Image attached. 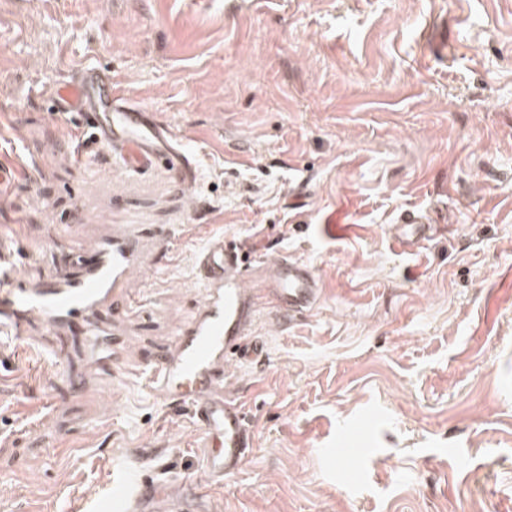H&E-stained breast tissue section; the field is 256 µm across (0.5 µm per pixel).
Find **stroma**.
<instances>
[{
    "label": "stroma",
    "instance_id": "stroma-1",
    "mask_svg": "<svg viewBox=\"0 0 512 512\" xmlns=\"http://www.w3.org/2000/svg\"><path fill=\"white\" fill-rule=\"evenodd\" d=\"M88 64L170 125L195 185L78 160L51 88ZM0 253L36 282L116 224H186L104 310L111 380L82 393L41 325L0 334V512H96L120 473L211 512H512V0H0ZM413 210L442 232L399 247ZM336 224H329V217ZM222 234L306 260L323 295L229 387L257 446L220 481L202 432L121 370L168 350ZM363 481L333 449L344 427Z\"/></svg>",
    "mask_w": 512,
    "mask_h": 512
}]
</instances>
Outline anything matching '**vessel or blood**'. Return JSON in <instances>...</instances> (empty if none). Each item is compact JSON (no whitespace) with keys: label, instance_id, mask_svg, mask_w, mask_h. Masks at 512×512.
I'll return each mask as SVG.
<instances>
[{"label":"vessel or blood","instance_id":"b4317fda","mask_svg":"<svg viewBox=\"0 0 512 512\" xmlns=\"http://www.w3.org/2000/svg\"><path fill=\"white\" fill-rule=\"evenodd\" d=\"M50 101L89 144L87 160H94L95 148H105L123 168L162 165L183 183H193L194 160L180 149L174 131L118 91L111 71L81 67L55 87ZM436 231V225L424 224L420 214L411 212L402 218L397 243L404 246ZM172 241L171 232L147 235L137 225L121 224L108 237L69 252L65 268L52 280L30 283L0 273V331L25 337L33 319H41L61 358L63 336L82 323L85 341L98 356L88 376H68L69 387L76 391L87 378L111 377L112 325L100 314L124 297L133 276L145 275L148 246L164 250ZM195 262L204 289L196 314L178 327L168 351L148 365L126 367L124 374L145 377L165 401L188 409L205 436L204 469L221 480L241 471L255 446L246 408L226 378L231 365L262 356L264 345L254 338L262 303L292 318L314 309L322 289L307 261L261 254L224 235L209 237ZM105 507L107 512H195L196 496L189 485L170 495L152 475L139 473L113 480Z\"/></svg>","mask_w":512,"mask_h":512}]
</instances>
